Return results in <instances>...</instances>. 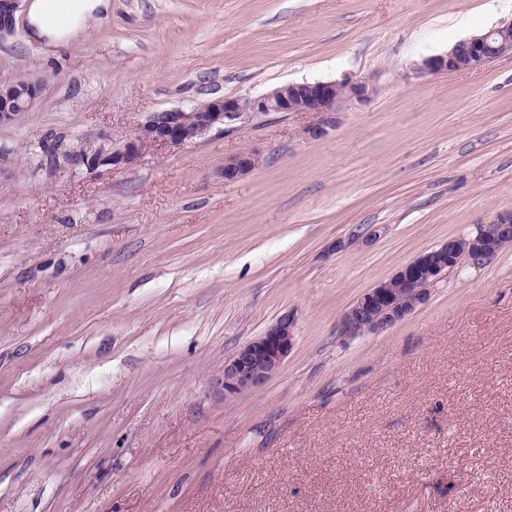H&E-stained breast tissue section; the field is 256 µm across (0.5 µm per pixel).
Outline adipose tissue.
Listing matches in <instances>:
<instances>
[{
    "label": "adipose tissue",
    "mask_w": 512,
    "mask_h": 512,
    "mask_svg": "<svg viewBox=\"0 0 512 512\" xmlns=\"http://www.w3.org/2000/svg\"><path fill=\"white\" fill-rule=\"evenodd\" d=\"M110 0H64L61 11L52 12L46 0H31L29 32L33 39L50 46L78 41L89 21L108 14Z\"/></svg>",
    "instance_id": "obj_1"
}]
</instances>
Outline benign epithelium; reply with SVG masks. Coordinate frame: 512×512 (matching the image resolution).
I'll use <instances>...</instances> for the list:
<instances>
[{
  "instance_id": "obj_1",
  "label": "benign epithelium",
  "mask_w": 512,
  "mask_h": 512,
  "mask_svg": "<svg viewBox=\"0 0 512 512\" xmlns=\"http://www.w3.org/2000/svg\"><path fill=\"white\" fill-rule=\"evenodd\" d=\"M22 0H0V37L16 27ZM512 53V20L480 35L459 41L448 52L415 64L421 74L464 73ZM42 88L39 80L0 86V126L19 112H26ZM374 88L363 80L292 82L253 98L224 96L206 100L186 110L155 112L129 137L110 139L89 154L80 148L68 154L72 166L92 170L99 165L116 169L134 166L148 144L179 148L213 131L228 132L272 113L316 112L320 120L303 129L309 139H321L336 128L337 116L352 105L368 102ZM254 151H241L224 158V181L235 182L259 163ZM512 246V209H506L473 237L455 236L420 253L355 299L343 313L339 330L347 337L375 333L403 320L428 300L431 287L457 269L459 256L471 263L498 254ZM296 341V317L287 311L259 336L240 347L224 361V397L257 388L284 366Z\"/></svg>"
}]
</instances>
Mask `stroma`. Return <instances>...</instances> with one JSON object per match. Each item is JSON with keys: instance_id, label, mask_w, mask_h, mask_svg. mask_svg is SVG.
I'll use <instances>...</instances> for the list:
<instances>
[{"instance_id": "1", "label": "stroma", "mask_w": 512, "mask_h": 512, "mask_svg": "<svg viewBox=\"0 0 512 512\" xmlns=\"http://www.w3.org/2000/svg\"><path fill=\"white\" fill-rule=\"evenodd\" d=\"M512 0H112L88 38L0 39V512H494L512 503V247L379 333L349 305L512 208V54L415 62ZM366 79L321 140L274 113L135 166L65 153L153 112ZM263 160L235 183L225 156ZM280 372L233 398L224 361L280 314ZM42 88L41 81L25 80L0 86V126L8 124L19 112H27Z\"/></svg>"}]
</instances>
